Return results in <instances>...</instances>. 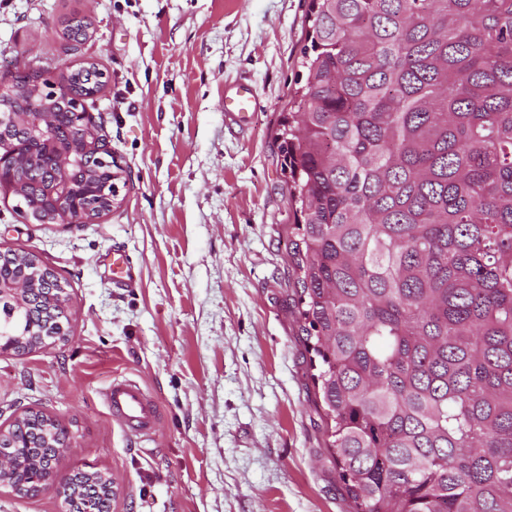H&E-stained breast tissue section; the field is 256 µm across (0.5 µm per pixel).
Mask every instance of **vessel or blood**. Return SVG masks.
<instances>
[{"label": "vessel or blood", "instance_id": "1", "mask_svg": "<svg viewBox=\"0 0 512 512\" xmlns=\"http://www.w3.org/2000/svg\"><path fill=\"white\" fill-rule=\"evenodd\" d=\"M258 107V98L251 83L242 81L224 91V115L238 123H249ZM112 269V284L121 287L132 282L135 267L129 255L113 251L108 258ZM104 401L115 417L129 432L149 434L155 427L157 415L146 392L134 381L114 380L103 393Z\"/></svg>", "mask_w": 512, "mask_h": 512}]
</instances>
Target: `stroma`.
I'll list each match as a JSON object with an SVG mask.
<instances>
[{
    "label": "stroma",
    "mask_w": 512,
    "mask_h": 512,
    "mask_svg": "<svg viewBox=\"0 0 512 512\" xmlns=\"http://www.w3.org/2000/svg\"><path fill=\"white\" fill-rule=\"evenodd\" d=\"M310 0H0V88L93 62L95 109L122 168L95 223L31 224L0 195V245L69 282L66 343L0 355V426L25 409L72 436L61 474H112V512H354L316 405L300 329L295 221L276 139L301 66ZM91 23L62 54L69 18ZM259 109L225 119L228 85ZM124 249L140 275L112 285ZM138 382L159 413L136 436L102 392Z\"/></svg>",
    "instance_id": "stroma-1"
}]
</instances>
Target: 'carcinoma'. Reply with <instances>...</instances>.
Returning a JSON list of instances; mask_svg holds the SVG:
<instances>
[{
    "instance_id": "1",
    "label": "carcinoma",
    "mask_w": 512,
    "mask_h": 512,
    "mask_svg": "<svg viewBox=\"0 0 512 512\" xmlns=\"http://www.w3.org/2000/svg\"><path fill=\"white\" fill-rule=\"evenodd\" d=\"M306 22V78L279 149L301 331L340 479L356 512H512V0H311ZM87 29L68 25L71 49ZM102 76L72 69L51 101L18 76L0 95L5 112L58 113L51 149L17 129L6 143L26 155L14 173L24 218L52 210L41 177L80 135L68 95L93 97ZM71 176L112 210L103 155ZM37 260L0 251V278L30 285L6 337L18 356L58 341L71 315ZM67 438L42 411L0 429L25 495L57 479ZM63 482L69 512L94 485L112 512L101 471Z\"/></svg>"
}]
</instances>
